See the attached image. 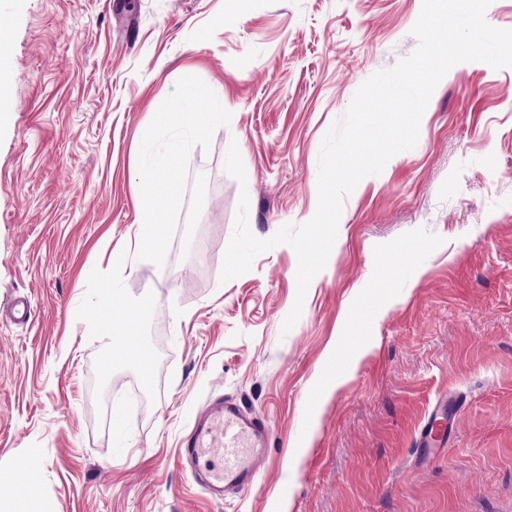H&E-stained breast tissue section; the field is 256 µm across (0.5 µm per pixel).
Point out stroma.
Wrapping results in <instances>:
<instances>
[{"label": "stroma", "mask_w": 512, "mask_h": 512, "mask_svg": "<svg viewBox=\"0 0 512 512\" xmlns=\"http://www.w3.org/2000/svg\"><path fill=\"white\" fill-rule=\"evenodd\" d=\"M116 2L0 0V512H512V67L447 72L416 146L345 198L286 332L291 246L219 280L239 195L261 239L314 216L324 135L414 51L423 0ZM186 75L231 119L190 152L204 206L159 268L135 256L138 155ZM445 391L464 403L424 461ZM225 396L272 439L214 501L177 456ZM455 399V395L448 397L446 393H441L434 408L419 428L416 446L423 458H429L435 448H441L448 443L453 428L448 408H452Z\"/></svg>", "instance_id": "35a3bbf8"}]
</instances>
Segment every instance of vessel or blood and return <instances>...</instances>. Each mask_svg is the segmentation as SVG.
Here are the masks:
<instances>
[{
    "label": "vessel or blood",
    "instance_id": "vessel-or-blood-1",
    "mask_svg": "<svg viewBox=\"0 0 512 512\" xmlns=\"http://www.w3.org/2000/svg\"><path fill=\"white\" fill-rule=\"evenodd\" d=\"M453 403V398L440 394L419 428L416 446L422 457L447 444L453 428L448 410ZM269 439L264 421L245 412L235 400L221 398L196 416L181 441L180 464L211 499L221 500L255 484V461L266 453Z\"/></svg>",
    "mask_w": 512,
    "mask_h": 512
}]
</instances>
